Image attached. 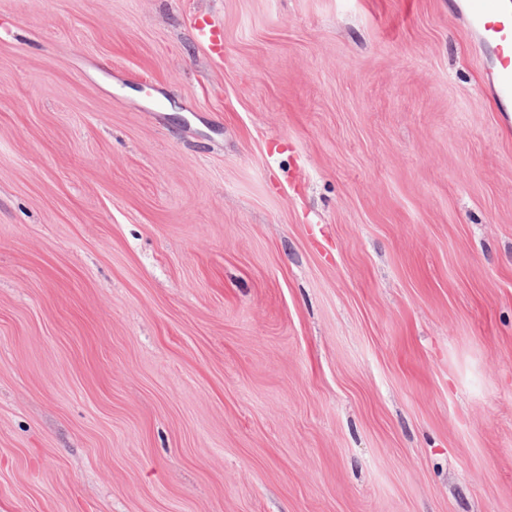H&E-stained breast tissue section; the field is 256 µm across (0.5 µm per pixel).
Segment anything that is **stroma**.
Returning <instances> with one entry per match:
<instances>
[{
	"mask_svg": "<svg viewBox=\"0 0 512 512\" xmlns=\"http://www.w3.org/2000/svg\"><path fill=\"white\" fill-rule=\"evenodd\" d=\"M492 70L456 0H0V512H512Z\"/></svg>",
	"mask_w": 512,
	"mask_h": 512,
	"instance_id": "1",
	"label": "stroma"
}]
</instances>
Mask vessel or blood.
Instances as JSON below:
<instances>
[{
  "mask_svg": "<svg viewBox=\"0 0 512 512\" xmlns=\"http://www.w3.org/2000/svg\"><path fill=\"white\" fill-rule=\"evenodd\" d=\"M467 14L496 60V95L512 101V0H466Z\"/></svg>",
  "mask_w": 512,
  "mask_h": 512,
  "instance_id": "obj_1",
  "label": "vessel or blood"
}]
</instances>
